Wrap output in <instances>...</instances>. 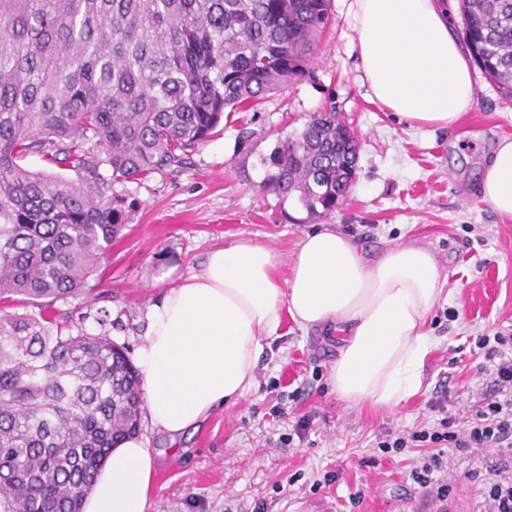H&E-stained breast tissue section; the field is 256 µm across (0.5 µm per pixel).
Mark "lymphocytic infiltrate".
I'll use <instances>...</instances> for the list:
<instances>
[{
  "mask_svg": "<svg viewBox=\"0 0 512 512\" xmlns=\"http://www.w3.org/2000/svg\"><path fill=\"white\" fill-rule=\"evenodd\" d=\"M479 346L484 349L486 359L494 363L490 372L493 390L481 399L474 413L462 421L447 415L405 436H385L378 446L396 453L406 448L427 449L422 464L410 476L443 506L448 503L451 488L434 480L433 474L443 467L444 449H496L498 461L487 466L490 474L485 494L487 512H512V356L506 353L512 347V336H484Z\"/></svg>",
  "mask_w": 512,
  "mask_h": 512,
  "instance_id": "lymphocytic-infiltrate-1",
  "label": "lymphocytic infiltrate"
}]
</instances>
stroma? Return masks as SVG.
<instances>
[{
    "instance_id": "1",
    "label": "stroma",
    "mask_w": 512,
    "mask_h": 512,
    "mask_svg": "<svg viewBox=\"0 0 512 512\" xmlns=\"http://www.w3.org/2000/svg\"><path fill=\"white\" fill-rule=\"evenodd\" d=\"M352 0H332L335 23L318 47L315 77L262 100L199 146L187 165L153 173L112 193L138 209L113 242L91 291L62 306L99 333L97 309L110 313L112 339L135 357L145 315L207 253L246 237L289 262L302 237L340 231L371 255L412 242L431 249L452 294L427 325L436 346L419 393L390 410L341 400L331 382L336 335L302 332L293 322L262 357L258 386L215 410L177 439L142 417L139 435L156 457L148 512H437L410 472L427 451L379 449V437L404 435L469 414L491 379L477 341L512 336V221L476 194L496 141L512 136V104L480 70L473 106L448 127H409L372 100L357 57ZM335 106L359 139L348 202L311 221L297 199L261 195L260 158L299 128L307 114ZM439 475L451 487L450 512H484L483 454L448 449Z\"/></svg>"
}]
</instances>
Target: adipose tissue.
Segmentation results:
<instances>
[{
  "instance_id": "ef3b65f1",
  "label": "adipose tissue",
  "mask_w": 512,
  "mask_h": 512,
  "mask_svg": "<svg viewBox=\"0 0 512 512\" xmlns=\"http://www.w3.org/2000/svg\"><path fill=\"white\" fill-rule=\"evenodd\" d=\"M456 0H353L357 52L372 98L410 125L449 126L470 110V62L450 15ZM483 201L512 220V139H500L479 185ZM449 296L429 248L397 243L367 255L343 233L305 234L288 271L248 238L210 250L200 272L146 313L136 357L151 423L179 437L216 406L257 386V368L284 319L340 336L331 379L356 406L394 409L422 387L435 346L428 318ZM154 455L128 439L110 451L83 512H148Z\"/></svg>"
}]
</instances>
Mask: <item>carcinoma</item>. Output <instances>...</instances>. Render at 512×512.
I'll return each mask as SVG.
<instances>
[{"mask_svg": "<svg viewBox=\"0 0 512 512\" xmlns=\"http://www.w3.org/2000/svg\"><path fill=\"white\" fill-rule=\"evenodd\" d=\"M331 7L0 0V512H81L110 450L140 431L124 347L73 335L56 308L89 294L136 206L103 187L182 167L221 123L311 78ZM460 11L474 62L512 101V0H460ZM31 154L91 182L27 171ZM261 164L262 194L325 216L349 197L355 132L321 108Z\"/></svg>", "mask_w": 512, "mask_h": 512, "instance_id": "cac0c4a2", "label": "carcinoma"}]
</instances>
